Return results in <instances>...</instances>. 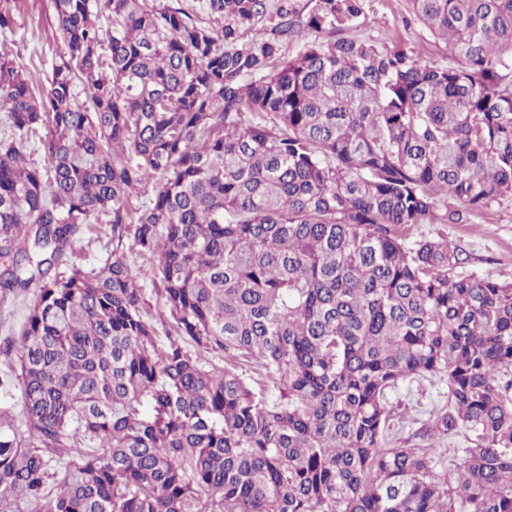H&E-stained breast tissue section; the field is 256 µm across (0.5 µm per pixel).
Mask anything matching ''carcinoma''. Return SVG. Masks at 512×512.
<instances>
[{"label":"carcinoma","instance_id":"obj_1","mask_svg":"<svg viewBox=\"0 0 512 512\" xmlns=\"http://www.w3.org/2000/svg\"><path fill=\"white\" fill-rule=\"evenodd\" d=\"M409 3L448 61L336 37L364 0H55L46 87L0 52V301L40 276L0 351V512H512V282L407 241L512 196V0ZM100 213L104 265L52 273ZM428 377L429 443L391 445L388 393ZM127 256L129 264L135 272L139 284L143 288L144 307L149 315L153 317V324L157 335L160 336L161 339L166 340V333L172 331L168 324L167 313H164V318L160 317L158 313L164 309L163 300L157 291V288H163L156 275L157 260L149 261L143 259L138 253H128Z\"/></svg>","mask_w":512,"mask_h":512}]
</instances>
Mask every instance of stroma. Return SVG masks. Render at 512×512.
Listing matches in <instances>:
<instances>
[{
    "instance_id": "35a3bbf8",
    "label": "stroma",
    "mask_w": 512,
    "mask_h": 512,
    "mask_svg": "<svg viewBox=\"0 0 512 512\" xmlns=\"http://www.w3.org/2000/svg\"><path fill=\"white\" fill-rule=\"evenodd\" d=\"M364 11L361 25L351 29V36L386 43L401 39L428 58L447 57L445 43L414 19L408 0H364ZM1 41L7 42L12 59L35 85L44 86L52 63L65 51L57 30L54 0H18L14 24L11 30L0 31ZM447 204L449 210L462 213L461 223L422 224L419 232L430 237H448L465 258V271L480 277L512 280V197L493 201L473 213L457 199H448ZM111 249V225L96 221L84 229L71 260L85 267L96 266ZM128 261L143 288L144 307L153 317L156 332L165 336L169 325L161 315L163 300L159 294L157 264L136 253L129 254ZM389 402L400 419L393 434L394 445L415 444L429 411L447 404L448 384L437 378L407 381L390 393Z\"/></svg>"
}]
</instances>
